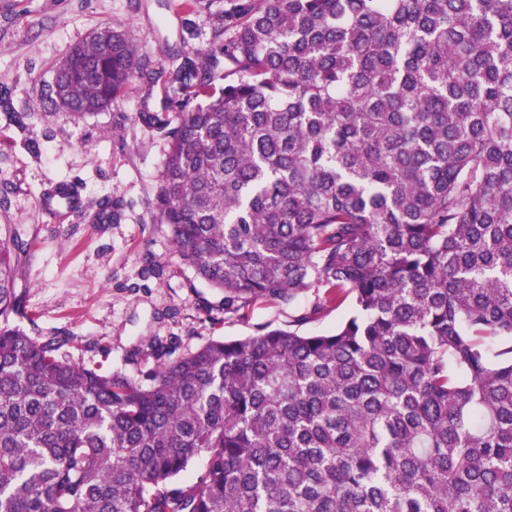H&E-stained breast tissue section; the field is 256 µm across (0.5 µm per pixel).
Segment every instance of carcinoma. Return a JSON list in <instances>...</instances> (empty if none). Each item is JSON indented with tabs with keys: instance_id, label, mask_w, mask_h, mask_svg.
Returning a JSON list of instances; mask_svg holds the SVG:
<instances>
[{
	"instance_id": "carcinoma-1",
	"label": "carcinoma",
	"mask_w": 512,
	"mask_h": 512,
	"mask_svg": "<svg viewBox=\"0 0 512 512\" xmlns=\"http://www.w3.org/2000/svg\"><path fill=\"white\" fill-rule=\"evenodd\" d=\"M224 33L167 70L108 24L59 106L163 81L175 253L228 311H352L136 382L15 325L0 224V512H512V0H231ZM351 312V304L346 301L338 309L324 311L312 322L304 325L301 330L305 333H324L332 331Z\"/></svg>"
}]
</instances>
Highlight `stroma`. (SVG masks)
<instances>
[{
    "instance_id": "35a3bbf8",
    "label": "stroma",
    "mask_w": 512,
    "mask_h": 512,
    "mask_svg": "<svg viewBox=\"0 0 512 512\" xmlns=\"http://www.w3.org/2000/svg\"><path fill=\"white\" fill-rule=\"evenodd\" d=\"M229 0H207L197 13L181 0H0V224L29 242L19 288L33 337L66 336L73 363L130 379L158 363L157 341L176 354L256 327L287 328L311 312V288L295 307L256 302L224 310V295L196 279L173 250L167 225L156 223L168 141L146 124L161 86L132 80L104 111L77 118L42 100L70 49L106 22L122 23L140 58L178 66L182 52L212 45ZM77 187L83 207L50 220L45 192ZM119 215L99 223L105 200Z\"/></svg>"
}]
</instances>
